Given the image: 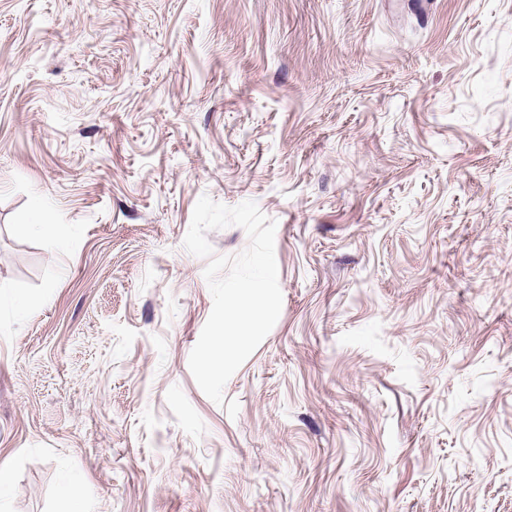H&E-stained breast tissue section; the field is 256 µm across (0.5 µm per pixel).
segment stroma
<instances>
[{
    "mask_svg": "<svg viewBox=\"0 0 512 512\" xmlns=\"http://www.w3.org/2000/svg\"><path fill=\"white\" fill-rule=\"evenodd\" d=\"M413 2L0 0L7 512H512V0ZM204 195L283 298L220 405Z\"/></svg>",
    "mask_w": 512,
    "mask_h": 512,
    "instance_id": "1",
    "label": "stroma"
}]
</instances>
